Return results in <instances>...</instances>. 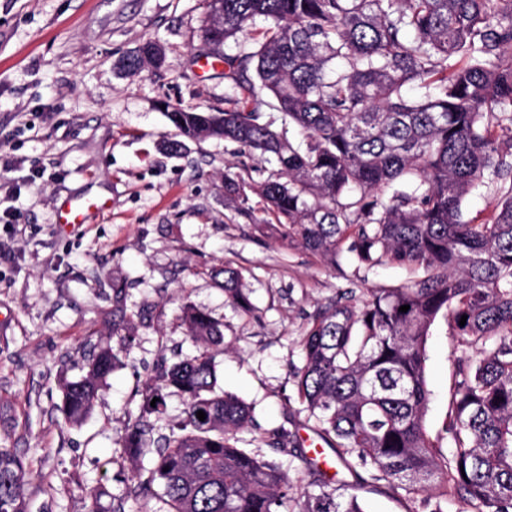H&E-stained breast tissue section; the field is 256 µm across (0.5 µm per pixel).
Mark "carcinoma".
<instances>
[{
	"label": "carcinoma",
	"mask_w": 512,
	"mask_h": 512,
	"mask_svg": "<svg viewBox=\"0 0 512 512\" xmlns=\"http://www.w3.org/2000/svg\"><path fill=\"white\" fill-rule=\"evenodd\" d=\"M259 18L266 27L255 50L227 59L235 106L165 110L176 130L166 150L236 143L277 170L262 181L225 174V204L249 214V194L259 195L261 222L283 244L332 265L345 243L366 271L397 264L423 275L339 293L299 340L301 411L353 482L333 484L302 453L312 479L296 486L279 464L239 447L237 433L254 417L218 384L224 325L186 307L197 353L143 387L140 414L118 441L135 468L111 512L155 487L168 512H364L365 485L400 488L420 512H447L455 500L467 512H512V0H208L202 38L220 57ZM141 48L120 60L122 70L161 66L158 43ZM410 86L422 95L408 96ZM263 93L283 115L279 131L252 107ZM291 125L299 137H287ZM482 188L492 209L477 223L462 205ZM220 275L227 297L251 309L241 273ZM439 316L465 355L432 436L426 341ZM119 363L102 348L64 384L69 423L86 419ZM171 392L183 397L182 417L156 435L150 417L161 419ZM264 441L279 451L293 443L282 428ZM25 475L24 460L0 448V512H27Z\"/></svg>",
	"instance_id": "carcinoma-1"
}]
</instances>
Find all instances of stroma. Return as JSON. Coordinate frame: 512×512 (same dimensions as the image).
I'll list each match as a JSON object with an SVG mask.
<instances>
[{"label":"stroma","instance_id":"obj_1","mask_svg":"<svg viewBox=\"0 0 512 512\" xmlns=\"http://www.w3.org/2000/svg\"><path fill=\"white\" fill-rule=\"evenodd\" d=\"M206 11L205 0H0V154L15 160L19 187L10 198L0 191V448L24 459L29 512H89L94 489L105 508L123 496L131 466L117 439L163 360L194 354L187 306L224 325L218 381L256 422L241 447L306 477L298 458L259 437L274 427L311 434L292 374L311 315L339 291L414 277L392 264L361 270L343 246L332 265L286 249L225 206L226 173L249 166L255 180L267 177L237 144L208 139L163 152L173 128L162 101L224 109L233 95L223 59L199 65L209 51ZM148 39L164 47L161 68L116 69ZM88 194L111 198V212L58 224L61 205ZM225 266L242 273L252 312L214 278ZM122 313L132 320L128 344L112 333ZM106 345L122 364L84 423L69 424L61 388ZM426 351L434 434L460 354L446 321L432 326Z\"/></svg>","mask_w":512,"mask_h":512}]
</instances>
